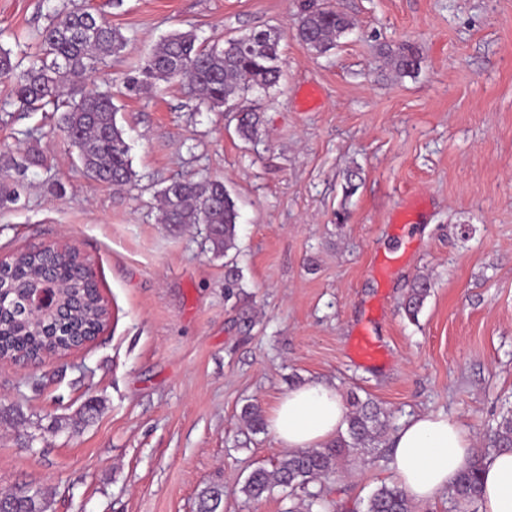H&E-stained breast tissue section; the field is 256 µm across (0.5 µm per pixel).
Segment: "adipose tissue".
<instances>
[{
	"label": "adipose tissue",
	"mask_w": 512,
	"mask_h": 512,
	"mask_svg": "<svg viewBox=\"0 0 512 512\" xmlns=\"http://www.w3.org/2000/svg\"><path fill=\"white\" fill-rule=\"evenodd\" d=\"M346 407L335 385L311 382L288 391L271 411L270 428L282 447L299 453L332 440ZM389 467L411 502L425 504L453 486L474 456L467 428L442 413L415 416L391 437ZM484 512H512V451L484 463Z\"/></svg>",
	"instance_id": "adipose-tissue-1"
}]
</instances>
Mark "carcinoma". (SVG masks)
Wrapping results in <instances>:
<instances>
[{
    "label": "carcinoma",
    "mask_w": 512,
    "mask_h": 512,
    "mask_svg": "<svg viewBox=\"0 0 512 512\" xmlns=\"http://www.w3.org/2000/svg\"><path fill=\"white\" fill-rule=\"evenodd\" d=\"M352 28L351 20L332 7L306 10L294 36L311 51L324 54ZM39 51L21 66L0 48V76L14 79V96L19 108L38 111L51 105L60 108L68 81L96 71L107 56L125 52L130 38L102 15L76 7L58 17L37 35ZM278 31L260 30L224 40L223 45H206L191 32H174L162 38L145 56L136 75L128 78L126 89L137 95L157 81L186 83L199 103L210 111L235 107L236 131L250 140L260 122L259 113L242 104L244 93L275 86L282 75ZM379 55L396 74L407 76L418 70L419 53L409 44L379 46ZM117 108L112 96L96 90H82L60 113L57 129L70 146L78 150L83 172L90 178L113 186L131 184L136 173L129 159L125 130L115 120ZM21 167L15 158L0 153V209L18 200L11 171ZM160 223L173 227L204 224L214 253L228 255L236 248L239 211L220 179L174 180L159 192ZM50 266L74 271L66 290L67 311L52 320H33L22 311L23 287ZM78 255L65 248L52 253H21L12 267L0 275V290L8 300L0 314V358L23 356L37 359L45 354H65L71 339L106 324L108 309L97 285L86 282L76 270ZM432 283L414 279L403 302L406 315L415 319L430 295ZM347 431L322 448L291 454L272 464L255 467L241 492L248 500H259L279 487L293 496L304 494L306 512H330L324 481L337 470L341 456L362 451L386 433L388 420L371 400L350 397ZM242 418L258 431L264 426L262 410L249 404ZM494 447L512 450V411L502 416L493 431ZM484 456L474 461L448 491L455 510L481 499V471ZM223 490L213 485L201 491L198 512H218ZM0 512H47L39 488L19 486L0 496ZM365 512H411L405 492L397 484H382L367 498Z\"/></svg>",
    "instance_id": "obj_1"
}]
</instances>
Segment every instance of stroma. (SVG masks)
<instances>
[{
    "instance_id": "1",
    "label": "stroma",
    "mask_w": 512,
    "mask_h": 512,
    "mask_svg": "<svg viewBox=\"0 0 512 512\" xmlns=\"http://www.w3.org/2000/svg\"><path fill=\"white\" fill-rule=\"evenodd\" d=\"M328 6L353 28L319 56L292 32L304 8ZM76 7L131 39L99 77L136 178L87 177L53 115L19 109L0 77V150L45 157L0 210V258L71 243L109 310L86 348L27 368L0 360V410L25 415L0 419V490L41 488L48 512H196L216 484L223 512H287L281 490L259 501L240 491L286 454L241 410L270 413L308 382L373 399L393 430L446 414L493 454L491 431L512 409V0H0V47L34 53L37 31ZM270 28L284 35L283 77L247 94L261 117L253 140L180 82L124 92L171 32L211 44ZM383 43L414 45L418 71L382 66ZM354 167L363 180L349 196ZM204 176L222 178L239 208L224 257L203 227L158 221V190ZM420 275L433 288L412 320L402 303ZM361 333L383 364L352 359ZM92 399L100 410L82 419ZM389 454L383 440L339 461L325 485L335 512H362L393 483Z\"/></svg>"
}]
</instances>
